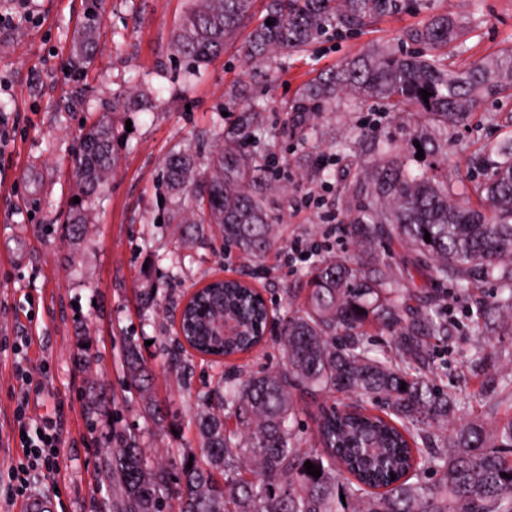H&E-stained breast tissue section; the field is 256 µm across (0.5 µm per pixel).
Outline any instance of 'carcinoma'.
Wrapping results in <instances>:
<instances>
[{"mask_svg": "<svg viewBox=\"0 0 512 512\" xmlns=\"http://www.w3.org/2000/svg\"><path fill=\"white\" fill-rule=\"evenodd\" d=\"M101 2L88 0L92 12L85 15L70 58L77 82L94 59ZM254 2L192 0L173 33V52L196 65L206 63L253 17ZM419 2L267 0L266 14L241 52L249 64L268 62L306 50L328 27L359 33ZM469 33L467 19L436 13L403 33L418 51L374 46L312 78L290 105L292 112H326L347 97L376 101L403 119L426 118L429 130L419 133V140L436 165L412 171L403 148L380 136L354 183L344 187L341 203L357 247L397 241L415 254L406 276L417 274L425 284L400 287L399 273L377 253L367 261L359 255L322 259L311 272L304 302L296 307L288 298L278 334L282 368L244 380L228 377L223 389L204 398L197 413L201 458L180 463L175 476L187 493L177 504L169 502L159 475L171 464L148 456L134 434L116 437L107 467L117 478L121 512H336L338 488L354 504L352 512H512V418L491 429L473 421L447 434L457 402L436 384L424 341L426 335H448L436 284L450 281L465 290L495 278L501 298L493 311L479 315L512 311V137L470 156L469 168L479 176L474 198L448 181V130L467 125L481 100L512 98V48L464 69L448 63V48L462 46ZM422 89L431 93L426 101ZM214 135L219 145L202 180L208 207H179L171 219L186 225L193 242L215 226L224 241L260 259L274 245L275 226L253 190L266 168L255 148L270 132L258 107L248 105L234 131L217 127ZM249 145L254 150H246ZM75 165L81 194L92 206L114 165L108 122L84 131ZM198 176L190 154L178 153L167 162V187L176 196ZM217 310L237 320L238 335L213 334ZM407 310L415 313L408 322L402 317ZM269 317L250 283L217 281L185 308L182 334L164 351L175 368L185 366L188 346L218 357L248 353L262 344ZM373 326L387 333L388 349L374 348L367 331ZM123 364L145 414L163 422L150 395L149 371L131 339L123 348ZM295 390L341 392L353 400L341 409H318L307 449L297 430ZM307 461L321 471L319 477L307 474ZM430 475L437 479L428 483Z\"/></svg>", "mask_w": 512, "mask_h": 512, "instance_id": "cac0c4a2", "label": "carcinoma"}]
</instances>
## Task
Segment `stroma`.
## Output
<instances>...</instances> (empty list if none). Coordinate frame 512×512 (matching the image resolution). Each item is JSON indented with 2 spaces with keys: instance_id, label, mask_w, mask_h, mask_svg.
Segmentation results:
<instances>
[{
  "instance_id": "stroma-1",
  "label": "stroma",
  "mask_w": 512,
  "mask_h": 512,
  "mask_svg": "<svg viewBox=\"0 0 512 512\" xmlns=\"http://www.w3.org/2000/svg\"><path fill=\"white\" fill-rule=\"evenodd\" d=\"M190 0H104L99 50L84 84L82 103L71 104L70 53L84 20L86 0H33L40 25L0 30V117L11 142L0 154V470L20 449L10 435L16 394L12 347L31 332L29 364L44 386L31 392L32 415L63 406L66 444L60 473L35 475V490L53 495L56 512H116L115 482L106 462L113 433H135L149 454L173 462L199 450L195 415L204 393L224 375H249L282 366L275 340L259 349L215 362L187 351V368H172L163 350L179 329L176 311L187 294L214 278L248 277L274 317L287 310V295L305 289L308 276L327 255L356 248L343 222L340 199L360 164L357 144L381 133L403 145L409 166L425 170L432 156H418L416 126L382 112L379 104L346 100L317 117L316 141L291 133L301 114L289 105L298 88L373 45L397 44L407 28L432 11L466 15L467 0H431L415 13L383 17L363 32L328 31L307 51L263 66L244 63L239 42L200 68L192 86L182 75L189 61L174 55L172 34ZM512 47V0H483L477 27L450 61L461 66ZM157 89L152 107L118 101L125 81ZM262 107L271 132L262 153L268 162L264 205L278 244L261 262H250L222 236L184 249L168 217L175 204L194 206L197 194L171 196L165 163L194 151L208 163L215 151V124L234 127L244 105ZM512 111V99H490L466 127L448 133V176L458 192L471 186L467 161L511 131L490 124L489 113ZM107 120L113 128L117 164L103 187L94 219L81 238L68 231L78 195L73 159L87 125ZM334 169L319 179L317 164ZM186 252L184 274L169 276L167 256ZM156 289L153 302L141 291ZM441 315L448 337L431 349L441 366V386L456 396L460 422L494 425L512 417V397L488 414L491 390L483 382L512 367V319L478 328L476 312L496 304L499 284L488 279L463 293L444 286ZM142 346L153 395L165 415L155 424L129 390L122 368L126 338ZM95 398L109 400L106 415L89 417Z\"/></svg>"
}]
</instances>
